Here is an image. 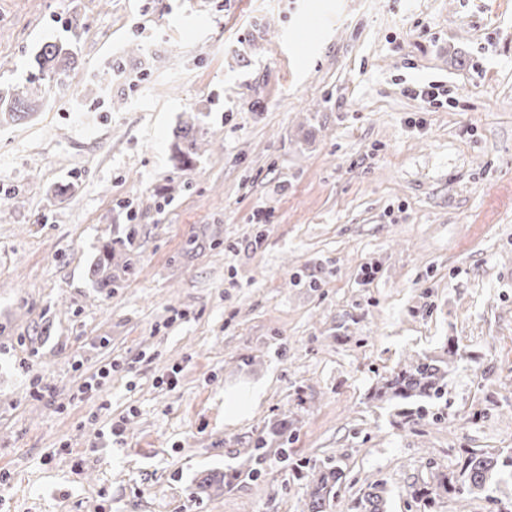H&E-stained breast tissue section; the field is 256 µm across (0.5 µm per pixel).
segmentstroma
I'll return each mask as SVG.
<instances>
[{
    "mask_svg": "<svg viewBox=\"0 0 512 512\" xmlns=\"http://www.w3.org/2000/svg\"><path fill=\"white\" fill-rule=\"evenodd\" d=\"M59 40L77 69L0 124V512H304L301 457L344 508L374 481L388 512L511 501L507 474L464 506L410 487L512 451V0H0V90ZM430 81L452 101L407 94ZM130 219L134 272L92 287ZM450 343L440 420L372 399ZM282 425L289 458L197 491ZM205 142L198 138V131L192 122H183L174 131L173 159L181 166L193 164L202 152ZM119 225L118 236L96 248L88 266V278L95 288H113L115 285L117 277L112 274V264L115 268L120 266L119 262H114L117 258V245L124 250L125 256L121 265L123 271L131 270L136 262L135 249L139 245L137 224Z\"/></svg>",
    "mask_w": 512,
    "mask_h": 512,
    "instance_id": "1",
    "label": "stroma"
}]
</instances>
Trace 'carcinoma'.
<instances>
[{
    "label": "carcinoma",
    "instance_id": "1",
    "mask_svg": "<svg viewBox=\"0 0 512 512\" xmlns=\"http://www.w3.org/2000/svg\"><path fill=\"white\" fill-rule=\"evenodd\" d=\"M76 48L70 43H46L33 57L35 74L29 79L30 87L24 91L6 90L0 92V123L20 122L33 116L44 99L43 80L47 77L65 75L75 69ZM205 142L198 138V131L192 122H184L174 131L173 159L182 167L193 164L202 152ZM124 250V261H116V247ZM138 246V229L135 224L118 227L117 237L96 248L88 266V278L96 288L115 285L117 277L112 267L124 271L133 268L136 262L135 249ZM456 351L448 349V359L424 355L410 364L394 370L382 385L375 389L372 398L395 401L399 406L397 415L403 424L415 425L428 416H435L433 409L448 394V375ZM250 467L231 475L223 474L222 482L231 486L241 478H253L261 472L273 441L258 434L252 440ZM463 464L458 475L440 474L434 486H411V494L424 500L428 507L436 504L443 494H453L460 501L470 496L487 493L493 478L512 469V453H492L477 449L462 450ZM296 468L311 477L309 502L306 512H335L338 506L339 486L344 474L333 461L320 465L312 464L306 458L294 462ZM384 487L380 482L367 485L348 508V512H387Z\"/></svg>",
    "mask_w": 512,
    "mask_h": 512
}]
</instances>
